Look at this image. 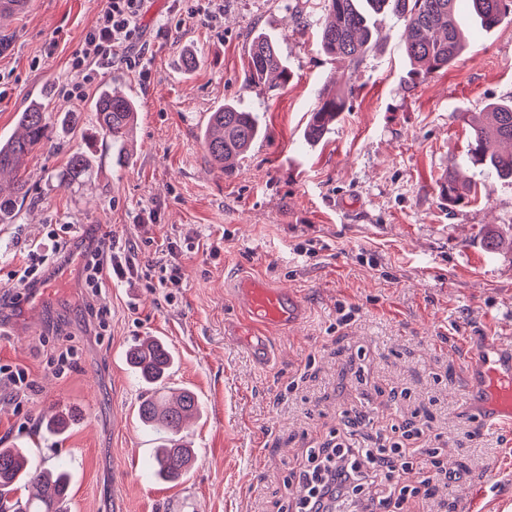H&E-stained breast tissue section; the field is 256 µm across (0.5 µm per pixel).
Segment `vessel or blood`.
Masks as SVG:
<instances>
[{"label":"vessel or blood","mask_w":512,"mask_h":512,"mask_svg":"<svg viewBox=\"0 0 512 512\" xmlns=\"http://www.w3.org/2000/svg\"><path fill=\"white\" fill-rule=\"evenodd\" d=\"M236 295L254 331L252 351L258 360H268L265 328L294 329L303 319L304 303L298 294L259 278L240 282ZM464 358L468 406L477 409L488 425H512V345L492 342L484 354L468 351Z\"/></svg>","instance_id":"b4317fda"}]
</instances>
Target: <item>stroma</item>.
I'll return each instance as SVG.
<instances>
[{
	"instance_id": "obj_1",
	"label": "stroma",
	"mask_w": 512,
	"mask_h": 512,
	"mask_svg": "<svg viewBox=\"0 0 512 512\" xmlns=\"http://www.w3.org/2000/svg\"><path fill=\"white\" fill-rule=\"evenodd\" d=\"M323 0H224L221 23L146 0L141 52L149 78L117 66L92 75L69 58L102 0H30L5 28L0 51V139L30 100L42 99L54 145L27 163L32 200L0 224V287L28 246L54 224H74L89 241L111 235L134 248L136 264L160 256L168 239L196 246L177 260L185 279L166 291L144 281L112 282L94 296L81 268L57 274L40 306L0 304V364L26 367L25 396L0 391V445L29 449L38 464H65L69 512H288L311 451L335 444L344 413L367 410L357 439L429 448L434 466L401 480L414 488L436 466L460 477L434 499L437 512H512V436L482 424L462 399L459 342L512 343V183L470 167L461 115L512 98V20L474 36L446 71L409 87L404 23L386 17L359 66L320 51ZM172 30L157 37L159 28ZM275 39L291 79L265 92L244 84L251 38ZM198 59L185 70L184 51ZM350 78L348 108L325 137L305 139L316 93L330 77ZM107 84L139 105L131 164L114 162L91 110ZM86 86L83 99L66 89ZM234 102L263 128L239 171L213 168L200 132L211 112ZM76 111V128L61 123ZM85 153L89 181L66 185L69 157ZM480 186L457 207L437 181L449 161ZM503 245L487 250L488 232ZM312 244L313 253H298ZM297 291L306 317L270 329L272 360H254L244 335H229L233 290L246 276ZM355 317L338 326V307ZM109 310L99 328L91 309ZM147 336L176 355L172 385L194 390L202 412L187 433L194 469L178 484L150 473L158 435L137 409L146 387L126 351ZM70 369L52 364L60 347ZM75 423L46 432L42 416Z\"/></svg>"
}]
</instances>
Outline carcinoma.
<instances>
[{
  "instance_id": "obj_1",
  "label": "carcinoma",
  "mask_w": 512,
  "mask_h": 512,
  "mask_svg": "<svg viewBox=\"0 0 512 512\" xmlns=\"http://www.w3.org/2000/svg\"><path fill=\"white\" fill-rule=\"evenodd\" d=\"M470 9L473 23L484 31L512 17V0H324V20L317 39L322 51L356 66L372 48L374 31L381 16L404 22V52L410 63L408 82L416 86L432 74L450 68L467 48L458 12ZM291 78L288 65L274 41L256 34L249 45L245 81L252 88L279 90ZM347 94L341 89L317 91L306 129V138L321 140L337 117L345 111ZM99 131L118 153L127 155L128 134L135 124V101L104 87L92 103ZM18 129L0 139V223L11 220L29 197L25 161L37 148L53 144V132L43 103L32 101L18 114ZM468 162L500 180L512 182V153L503 154L498 145L512 144V100L490 102L484 120L470 125ZM261 132L255 112L226 103L210 115L202 144L211 163L227 176L237 172ZM457 163L438 182L440 197L457 206L476 197L477 190L459 180ZM91 176L89 162L80 153L68 161L64 181H81ZM128 360L140 380L152 386L139 403L138 418L162 434L155 448L151 474L172 482L188 475L195 463V450L179 437L183 426L200 415L196 393L189 388L168 397L164 394L176 359L168 344L157 336L148 337L129 350ZM70 474L65 466L41 467L30 460L24 448H0V512H68Z\"/></svg>"
}]
</instances>
